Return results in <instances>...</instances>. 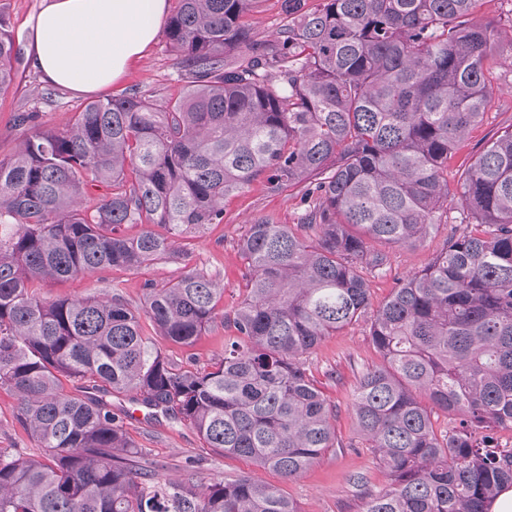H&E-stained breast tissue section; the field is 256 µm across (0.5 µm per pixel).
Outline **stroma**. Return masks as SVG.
I'll return each instance as SVG.
<instances>
[{
  "instance_id": "obj_1",
  "label": "stroma",
  "mask_w": 512,
  "mask_h": 512,
  "mask_svg": "<svg viewBox=\"0 0 512 512\" xmlns=\"http://www.w3.org/2000/svg\"><path fill=\"white\" fill-rule=\"evenodd\" d=\"M44 2L0 0V15L6 19L22 49L13 63L14 81L0 95V159L13 153L23 132L16 124V117L21 113L31 114L33 127L58 130L69 124L75 112L97 98L121 95L136 88L161 104L177 96L182 89L184 82L175 65V55L165 35L161 34L110 86L92 93L61 86L52 100H43L47 83L34 68L27 46L31 23ZM490 61L493 92L487 113L483 123L471 132L448 161V182L452 185L498 132L512 126V64L496 55L491 56ZM309 203L303 186L273 191L260 178L242 193L225 200L223 223L210 225L203 232L185 238L181 243L182 255L137 270L114 268L71 277L43 285L41 292L46 298L56 299L115 290L131 308L140 310L144 307L145 282L161 285L187 272L203 271L223 284V307L229 312L242 300L247 285L239 243L250 222L263 218L275 224L294 226L299 224ZM467 222L468 217L463 213L456 193H449L446 219L422 244L392 249L391 268L386 274H366L372 306H381L389 299L397 278L429 265L442 250L448 235L465 228ZM369 327V317H362L336 335L326 337L308 357L309 374L336 406L334 426L339 445L325 452L316 465L298 478L288 481L249 459L221 455L207 448L189 426L161 411L141 407L129 396L115 395L111 398L112 409L126 412L128 434L142 450L134 460L135 466L151 470L161 479L182 477L185 470L191 468L201 485L250 475L279 487L296 503L299 512H363L364 488H376L385 482L384 470L360 438L350 407L351 392L362 373L381 363L370 342ZM232 334V329L217 322L193 346L179 347L161 338L156 344L176 362L202 366L223 355L224 344ZM16 404L14 393L0 388V448L37 453L36 442L15 419Z\"/></svg>"
}]
</instances>
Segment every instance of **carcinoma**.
<instances>
[{
  "label": "carcinoma",
  "instance_id": "obj_1",
  "mask_svg": "<svg viewBox=\"0 0 512 512\" xmlns=\"http://www.w3.org/2000/svg\"><path fill=\"white\" fill-rule=\"evenodd\" d=\"M258 2L177 0L165 31L177 97L93 100L0 159V388L40 450L0 448V512H299L251 476L201 486L190 470L162 481L132 468L141 449L114 393L288 479L336 447V406L307 357L368 313L359 270L386 273L388 249L441 223L448 158L484 120L489 56L512 60V29L475 21L477 0H282L288 25L259 40L246 22ZM17 56L0 19V91ZM261 177L305 185L313 205L296 229L250 224L235 310L218 314L224 288L201 272L145 284V316L170 343L194 345L218 318L233 329L212 368L164 356L117 292L40 297L43 282L170 256ZM92 187L105 193L90 210ZM458 200L481 232L451 233L371 316L382 363L351 407L387 481L365 489L364 512H488L512 487V448L493 436L512 428V129L463 172ZM435 409L452 416L443 434Z\"/></svg>",
  "mask_w": 512,
  "mask_h": 512
}]
</instances>
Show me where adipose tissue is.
<instances>
[{"mask_svg": "<svg viewBox=\"0 0 512 512\" xmlns=\"http://www.w3.org/2000/svg\"><path fill=\"white\" fill-rule=\"evenodd\" d=\"M168 0H47L29 51L47 82L80 92L111 85L155 39Z\"/></svg>", "mask_w": 512, "mask_h": 512, "instance_id": "1", "label": "adipose tissue"}]
</instances>
